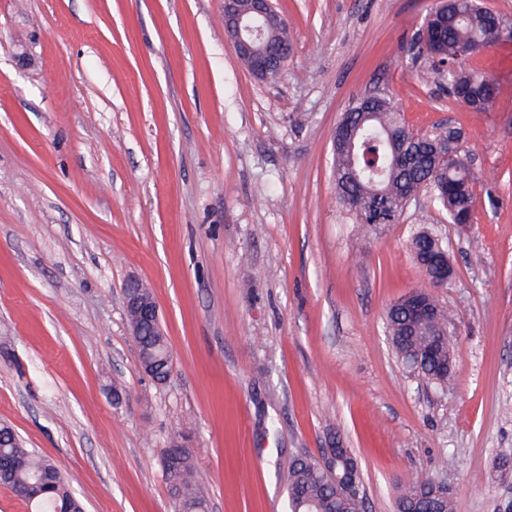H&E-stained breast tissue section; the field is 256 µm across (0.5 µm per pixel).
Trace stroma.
<instances>
[{
  "label": "stroma",
  "instance_id": "obj_1",
  "mask_svg": "<svg viewBox=\"0 0 512 512\" xmlns=\"http://www.w3.org/2000/svg\"><path fill=\"white\" fill-rule=\"evenodd\" d=\"M293 52L274 83L218 25L222 0H0V422L56 465L85 512H178L189 448L209 512H286L296 454L333 437L369 512L406 474L460 512H512V36L472 56L477 114L412 46L436 0H275ZM412 128L457 126L473 224L420 193L377 237L336 198L332 141L372 90ZM455 268V384L411 376L388 307L426 286L409 239ZM147 284L173 355L145 375L122 288Z\"/></svg>",
  "mask_w": 512,
  "mask_h": 512
}]
</instances>
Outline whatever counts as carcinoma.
<instances>
[{
    "instance_id": "cac0c4a2",
    "label": "carcinoma",
    "mask_w": 512,
    "mask_h": 512,
    "mask_svg": "<svg viewBox=\"0 0 512 512\" xmlns=\"http://www.w3.org/2000/svg\"><path fill=\"white\" fill-rule=\"evenodd\" d=\"M434 24L437 38L424 44L415 43L414 58L432 57L448 65V85L454 95L464 94L463 103L471 112H482L479 103L490 100L496 91L493 75L466 67L468 59L495 42L493 30L503 29L498 13L481 7L476 0H455L449 13L438 12ZM260 45L277 48L289 55L291 38L288 28L265 32ZM340 123L349 126L345 135L333 137L336 198L353 223L368 232L382 224L397 223L404 207L421 191L448 213V221L458 217L471 224L474 216L468 155L461 153L458 140L448 128L428 135L424 154L410 167L398 168L394 153L418 152L417 134L398 112L391 99L379 96L372 107L363 108L358 101L344 112ZM410 251L419 263H425L427 239L421 232L410 238ZM386 331L392 339L398 360L415 373V378L440 389L453 384V372L446 369L452 353L448 337V312L437 307L432 330L411 331L404 304L395 303L386 313ZM140 360L149 365L159 378L170 376L173 359L166 351L167 339L154 335L153 327L143 326L135 337ZM20 458L25 467L12 473L9 488L19 492L29 484L47 481L43 494L28 504L34 512H65L73 496L61 471L34 451L21 445L6 430L0 436V460ZM170 491L179 503L180 512H207L191 463V455L180 454L164 460ZM289 512H368L363 498L345 494L335 477L322 468L312 455L296 458L288 465L286 476ZM432 479L409 476L400 482L399 507L410 512L418 498L428 493Z\"/></svg>"
}]
</instances>
